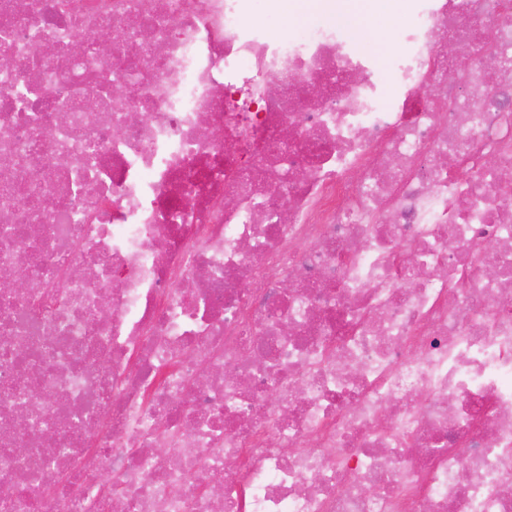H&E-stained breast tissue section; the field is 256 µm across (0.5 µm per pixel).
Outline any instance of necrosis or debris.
Returning <instances> with one entry per match:
<instances>
[{
  "label": "necrosis or debris",
  "mask_w": 512,
  "mask_h": 512,
  "mask_svg": "<svg viewBox=\"0 0 512 512\" xmlns=\"http://www.w3.org/2000/svg\"><path fill=\"white\" fill-rule=\"evenodd\" d=\"M278 2L0 0V512H512V0ZM293 0H280L279 2V22L278 31L284 34L289 32H298L307 27L320 16L326 17L329 21L341 27L353 38L358 50L374 54V50L369 44L384 43L388 37L394 34L397 24L404 17L403 0H384L377 7L373 8V2L368 5L370 14L364 25V17L358 12L343 11L339 8V3L344 2L336 0V11L334 17L339 22L347 25L354 33H358L364 25L363 34L356 36L347 26L337 24L327 13L317 7L318 3H305L304 17H293L291 10L287 5H291Z\"/></svg>",
  "instance_id": "4bbe7bcc"
}]
</instances>
